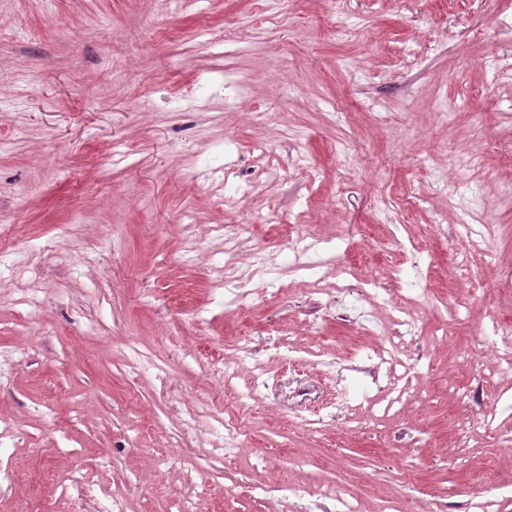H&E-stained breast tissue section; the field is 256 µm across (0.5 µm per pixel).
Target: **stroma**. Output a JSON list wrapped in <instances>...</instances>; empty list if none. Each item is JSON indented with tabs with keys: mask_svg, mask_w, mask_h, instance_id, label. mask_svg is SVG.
Returning a JSON list of instances; mask_svg holds the SVG:
<instances>
[{
	"mask_svg": "<svg viewBox=\"0 0 512 512\" xmlns=\"http://www.w3.org/2000/svg\"><path fill=\"white\" fill-rule=\"evenodd\" d=\"M509 267L512 0H0V512H512ZM254 258L257 260L248 265L246 271L240 275L237 279L238 288L240 290L239 299L245 301L252 293V283L254 280H264V277L268 275V269L266 265L261 262L264 260V256L261 252L256 253ZM376 358L379 360L380 364H385L387 366L389 374L393 375L396 382L394 385H398V382L401 380H405V384L409 382L412 378L410 372L413 369V366L404 362L393 349L388 350H380L376 352ZM397 370L400 371V374H397Z\"/></svg>",
	"mask_w": 512,
	"mask_h": 512,
	"instance_id": "stroma-1",
	"label": "stroma"
}]
</instances>
